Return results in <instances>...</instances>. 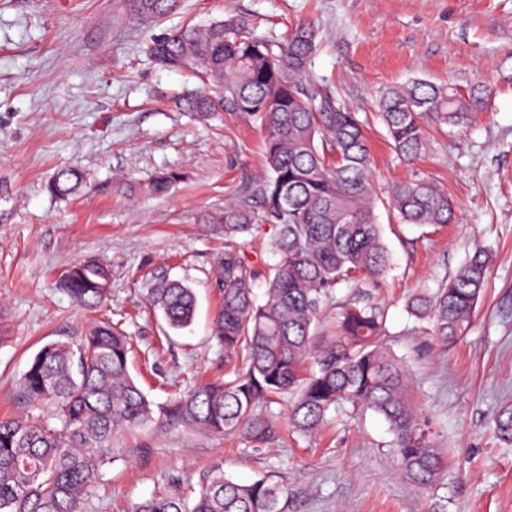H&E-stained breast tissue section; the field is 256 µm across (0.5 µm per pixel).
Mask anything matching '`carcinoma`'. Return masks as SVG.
Returning <instances> with one entry per match:
<instances>
[{
  "instance_id": "1",
  "label": "carcinoma",
  "mask_w": 512,
  "mask_h": 512,
  "mask_svg": "<svg viewBox=\"0 0 512 512\" xmlns=\"http://www.w3.org/2000/svg\"><path fill=\"white\" fill-rule=\"evenodd\" d=\"M129 2L148 22L178 4ZM147 50L159 67L201 82V90L179 98L185 111L228 112L259 123L267 163L255 191L263 214L249 205L224 211V255L216 267L223 301L212 336L224 346L231 378L195 384L176 399L173 415L205 433L265 444L279 437L270 406L285 393L292 396L289 424L302 435L314 433L332 408L362 406L393 431L400 474L417 488L435 483L443 454L421 428L407 366L384 340L383 312L361 297V289L379 284L390 263L378 205L402 224L440 227L456 220L448 194L415 176L393 183L379 198L365 121L311 79L316 34L310 22L277 36L257 32L242 16H227L155 36ZM489 100L490 90L479 83L461 88L414 78L381 89L375 106L393 150L411 164L425 148L426 128H462ZM82 180L80 171L63 168L47 189L64 197ZM175 180L159 176L148 191L164 195ZM263 221L275 225L272 248L279 261L262 274L245 260L238 239ZM490 266V253L475 250L434 295L411 302V315L443 345L454 343L469 329ZM259 278L260 296L254 292ZM109 280L105 267L81 262L62 286L82 308L94 310L107 299ZM343 285L356 293L338 300L336 289ZM152 304L178 330L192 323L197 299L190 286L166 281L153 289ZM327 318L335 342L319 350L314 340ZM130 353V338L109 322L36 353L21 392L47 416L0 418V512H88L91 488L117 434L152 419L151 403L129 372ZM311 359L316 370L305 376ZM495 429L512 443V404L499 411ZM286 496L267 477L242 484L215 469L193 497L174 486L141 502L136 512H284Z\"/></svg>"
}]
</instances>
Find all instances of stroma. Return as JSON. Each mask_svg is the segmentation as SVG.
<instances>
[{
  "instance_id": "35a3bbf8",
  "label": "stroma",
  "mask_w": 512,
  "mask_h": 512,
  "mask_svg": "<svg viewBox=\"0 0 512 512\" xmlns=\"http://www.w3.org/2000/svg\"><path fill=\"white\" fill-rule=\"evenodd\" d=\"M238 14L284 33L306 19L320 47L318 86L367 113L376 185L421 172L437 181L459 220L436 233L379 210L392 266L370 291L384 310L392 353L409 368V394L446 468L427 489L393 459L394 435L364 408L330 412L315 434L282 432L256 447L173 421L176 393L223 377L224 349L210 322L222 301L215 268L228 205L257 206L266 169L263 135L238 115L201 117L172 96L195 78L158 67L151 36ZM420 77L492 90L467 127L430 130L421 160L390 148L373 99ZM76 166L85 182L66 199L46 185ZM173 173L170 193L144 185ZM138 183L129 193L116 178ZM493 266L466 335L444 346L417 328L408 305L433 294L475 249ZM110 272L104 306L79 307L60 282L76 263ZM197 295L187 329L168 328L147 297L162 280ZM107 319L134 346L131 375L152 420L117 438L92 488L91 512H135L173 482L220 468L242 483L269 477L288 489L285 512H512V446L494 432L512 404V0H180L146 27L126 0H0V416L32 414L19 383L45 344Z\"/></svg>"
}]
</instances>
